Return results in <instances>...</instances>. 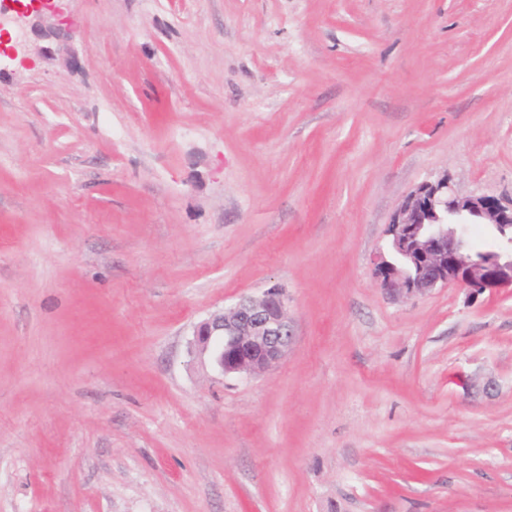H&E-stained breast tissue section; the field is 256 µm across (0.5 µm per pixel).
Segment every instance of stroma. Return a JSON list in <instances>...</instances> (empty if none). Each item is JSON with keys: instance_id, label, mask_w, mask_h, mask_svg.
<instances>
[{"instance_id": "35a3bbf8", "label": "stroma", "mask_w": 512, "mask_h": 512, "mask_svg": "<svg viewBox=\"0 0 512 512\" xmlns=\"http://www.w3.org/2000/svg\"><path fill=\"white\" fill-rule=\"evenodd\" d=\"M55 4L0 19V512H512V286L372 265L512 195V0ZM272 286L276 367L192 353ZM467 224L495 227L500 251L471 250ZM387 236L391 257L382 249L373 265L376 278L389 292L411 297L457 285L481 295L512 285V197L460 195L444 174L420 183L405 197L391 217ZM394 255L403 257L404 263H395Z\"/></svg>"}]
</instances>
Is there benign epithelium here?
I'll use <instances>...</instances> for the list:
<instances>
[{
  "label": "benign epithelium",
  "instance_id": "7a95c632",
  "mask_svg": "<svg viewBox=\"0 0 512 512\" xmlns=\"http://www.w3.org/2000/svg\"><path fill=\"white\" fill-rule=\"evenodd\" d=\"M19 18L55 12V0H12ZM469 224L496 228L501 249L474 251L465 237ZM391 255L378 251L374 274L381 286L407 297L457 285L473 295L512 285V198L460 195L444 174L417 185L387 227ZM403 257L399 265L392 256ZM283 291L273 286L194 326L192 350L209 354L225 376L256 375L276 365L294 342Z\"/></svg>",
  "mask_w": 512,
  "mask_h": 512
}]
</instances>
